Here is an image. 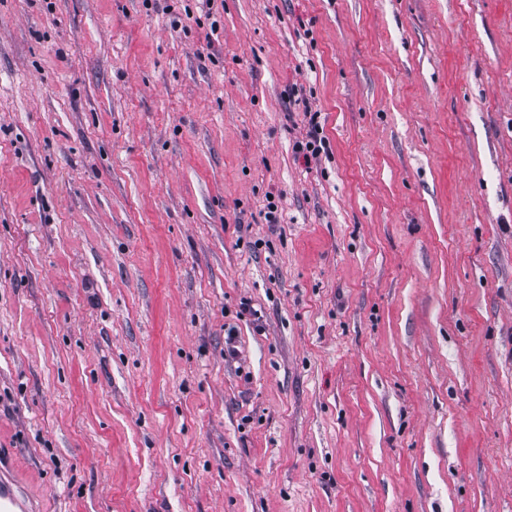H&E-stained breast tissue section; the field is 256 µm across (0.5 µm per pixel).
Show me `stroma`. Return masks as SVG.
<instances>
[{
	"mask_svg": "<svg viewBox=\"0 0 512 512\" xmlns=\"http://www.w3.org/2000/svg\"><path fill=\"white\" fill-rule=\"evenodd\" d=\"M0 453L34 512H512V0H0ZM305 116L308 118L307 130L302 140L295 142V153L303 158L304 161H310L312 158H317L319 154L325 149L324 137L320 135L322 127L320 125L319 112H312L305 107Z\"/></svg>",
	"mask_w": 512,
	"mask_h": 512,
	"instance_id": "stroma-1",
	"label": "stroma"
}]
</instances>
